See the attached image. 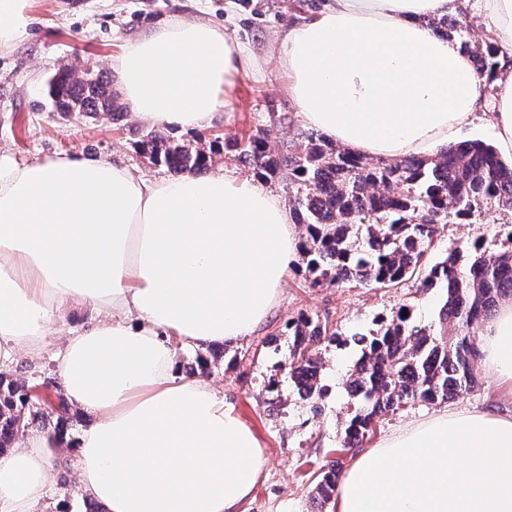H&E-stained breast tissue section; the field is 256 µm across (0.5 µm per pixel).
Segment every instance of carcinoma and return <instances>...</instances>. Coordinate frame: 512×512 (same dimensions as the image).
Returning a JSON list of instances; mask_svg holds the SVG:
<instances>
[{
  "instance_id": "obj_1",
  "label": "carcinoma",
  "mask_w": 512,
  "mask_h": 512,
  "mask_svg": "<svg viewBox=\"0 0 512 512\" xmlns=\"http://www.w3.org/2000/svg\"><path fill=\"white\" fill-rule=\"evenodd\" d=\"M427 24L472 58L476 72L488 77L483 91H490L499 48L471 39L462 19L430 18ZM48 94L57 108L122 113L110 83L92 71L79 76L57 71ZM139 146L174 175L207 170L212 156L224 149L260 179H287L296 188L291 211L295 223L305 227L301 261L313 287L390 289L415 279L424 290L445 288L438 319L453 328L452 336L415 324L402 306L380 318L378 329L356 338L361 355L347 386L358 404L345 420L342 447H357L382 417L405 404L446 402L475 388L476 336L496 303L512 297V251L487 255L476 239L469 251L452 250L440 261L429 262L428 254L438 225L462 224L485 207L512 211V162L493 145L472 140L449 144L432 157L370 161L310 134L294 151L275 155L268 130L260 129L247 137L194 144L151 131ZM288 335V378L306 399L322 395L318 361L309 348L336 333L303 314L288 322ZM71 419L64 398L36 406L24 382L0 373V455L20 429L36 421H53L48 440L60 443ZM339 475L335 463L320 469L316 492L323 501L333 497Z\"/></svg>"
}]
</instances>
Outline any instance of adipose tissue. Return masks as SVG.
I'll list each match as a JSON object with an SVG mask.
<instances>
[{
  "label": "adipose tissue",
  "instance_id": "1",
  "mask_svg": "<svg viewBox=\"0 0 512 512\" xmlns=\"http://www.w3.org/2000/svg\"><path fill=\"white\" fill-rule=\"evenodd\" d=\"M29 0H0V48L27 39ZM512 55V0H474ZM457 0H327L277 42L304 125L362 157L429 156L468 125L484 83L471 58L422 25ZM249 47L175 19L129 43L115 72L142 124L213 125ZM489 121L512 157V71ZM300 251L290 209L262 183L223 172L156 181L106 160L31 164L0 151V363L38 354L71 303L97 318L56 361L89 419L71 453L107 512H240L267 458L223 395L180 372L176 346L251 336L274 312ZM482 364L512 385V302L483 329ZM49 442L0 456V512H35L53 473ZM337 512H512V414L444 409L360 454Z\"/></svg>",
  "mask_w": 512,
  "mask_h": 512
}]
</instances>
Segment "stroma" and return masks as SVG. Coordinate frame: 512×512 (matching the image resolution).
Returning a JSON list of instances; mask_svg holds the SVG:
<instances>
[{
    "label": "stroma",
    "instance_id": "35a3bbf8",
    "mask_svg": "<svg viewBox=\"0 0 512 512\" xmlns=\"http://www.w3.org/2000/svg\"><path fill=\"white\" fill-rule=\"evenodd\" d=\"M324 0H31V25L27 40L0 50V150L16 160L35 162L64 154L88 160L120 163L135 176L154 181L166 177L165 167L151 162L138 146L148 128L131 110L121 117L106 113L55 111L47 82L62 67L88 68L111 75L112 62L124 46L139 35L171 20L205 19L247 43L256 60L253 68L236 74L228 103L211 128L201 131L174 129L182 141L196 137L246 136L257 129L269 131L275 151L300 142L311 129L301 123L297 108L286 92L287 78L275 52L279 32L312 17ZM287 115L283 124H270L269 113ZM512 213L486 210L467 224H442L435 237L434 257L464 249L481 240L487 253L512 248L504 234ZM441 289L419 291L411 281L385 290L350 285L344 288L310 287L300 262L285 276L280 301L271 319L239 344L208 352L206 369L196 366L197 350L182 346L178 362L184 374L201 375L223 392L235 414L262 443L267 464L241 512H336L334 502L315 499L316 472L321 465L338 462L347 468L352 454H339L341 433L355 402L345 382L359 349L353 335L373 328L375 321L400 305H411L418 324L438 328ZM319 317L336 330L335 342L312 345L321 360L322 412L313 415L311 403L302 399L278 366L288 357L285 326L299 315ZM89 309L67 308L59 321L60 333L46 343L35 358H20L10 374L27 385L46 391L57 378L55 355L62 335L88 324ZM275 338L272 348L261 347L263 338ZM475 390L453 399L458 408L472 411L512 409V391L496 384L474 363ZM86 495L73 475H58L37 512H83Z\"/></svg>",
    "mask_w": 512,
    "mask_h": 512
}]
</instances>
